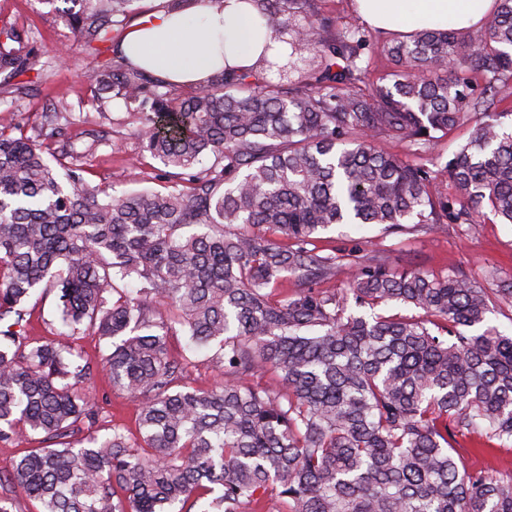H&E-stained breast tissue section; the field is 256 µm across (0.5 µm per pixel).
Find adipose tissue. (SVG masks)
<instances>
[{"label": "adipose tissue", "instance_id": "adipose-tissue-1", "mask_svg": "<svg viewBox=\"0 0 512 512\" xmlns=\"http://www.w3.org/2000/svg\"><path fill=\"white\" fill-rule=\"evenodd\" d=\"M367 26L406 36L424 28L470 31L491 18L494 0H355ZM270 33L247 0H206L162 10L132 24L119 51L148 74L176 84L205 85L225 68H249Z\"/></svg>", "mask_w": 512, "mask_h": 512}]
</instances>
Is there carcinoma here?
<instances>
[{"label":"carcinoma","instance_id":"1","mask_svg":"<svg viewBox=\"0 0 512 512\" xmlns=\"http://www.w3.org/2000/svg\"><path fill=\"white\" fill-rule=\"evenodd\" d=\"M67 2L77 42L95 51L137 0ZM248 2L285 57L264 53L186 97L123 57L85 75L97 94L141 102L142 151L175 176L213 158L182 189L104 198L79 157L53 165L42 132L0 127V442L41 436L0 481V512L15 488L40 512H190L174 507L201 491L213 495L203 512L273 500L288 512H512V476L468 469L449 442L473 433L512 447V336L487 324L494 307L512 308V279L492 295L464 275L378 260L340 294L306 286L343 266L309 248L336 224L415 218L432 230L485 209L512 224V131L498 117L474 124L443 165L375 145L429 155L512 81V0L480 34L425 28L383 47L393 70L368 95L358 30L331 29L315 0ZM26 40L0 26L1 73L34 69ZM290 278L297 291L273 299ZM38 290L57 291L69 335L29 336ZM157 298L173 318L156 317ZM392 302L421 314L352 311ZM87 330L108 349L112 386L139 402L137 442L116 427L97 436L75 348ZM179 331L216 347L224 386L183 383L188 363L168 348ZM264 370L276 386L242 383Z\"/></svg>","mask_w":512,"mask_h":512}]
</instances>
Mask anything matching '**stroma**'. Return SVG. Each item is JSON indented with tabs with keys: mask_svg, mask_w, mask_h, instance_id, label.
Returning <instances> with one entry per match:
<instances>
[{
	"mask_svg": "<svg viewBox=\"0 0 512 512\" xmlns=\"http://www.w3.org/2000/svg\"><path fill=\"white\" fill-rule=\"evenodd\" d=\"M63 7V0L52 5L47 0H0V24L7 22L27 30L30 46L38 57L35 70L23 77V88L11 94L0 93V111L13 113L31 129L42 122L44 113L52 111L58 99H65L75 120L61 137L46 141L48 153H79L86 180L112 194L174 185L166 166L140 152L137 103L110 92L104 113L93 108V92L84 82L83 72L110 62L112 45L103 43L96 52L83 50ZM315 245L325 254L348 255L350 261L331 279L314 281L319 291L347 287L354 268L375 257L397 270L463 274L489 290L496 288L498 280L512 278V224L494 218L471 225L443 224L431 233L416 230L411 223L390 230L380 225L342 224L321 234ZM56 303L57 296L52 292L29 300L31 337L49 340L61 332ZM76 347L92 365L89 384L102 411L101 434L118 427L130 437H137L138 404L113 387L101 365L105 349L97 335H80ZM169 351L189 361L186 380L191 386L207 391L223 384L224 375L212 365L209 350L188 348L186 337L179 335L171 339ZM453 446L467 466L483 469L491 476L512 472V450L479 454L470 437L461 435L456 436Z\"/></svg>",
	"mask_w": 512,
	"mask_h": 512,
	"instance_id": "35a3bbf8",
	"label": "stroma"
}]
</instances>
